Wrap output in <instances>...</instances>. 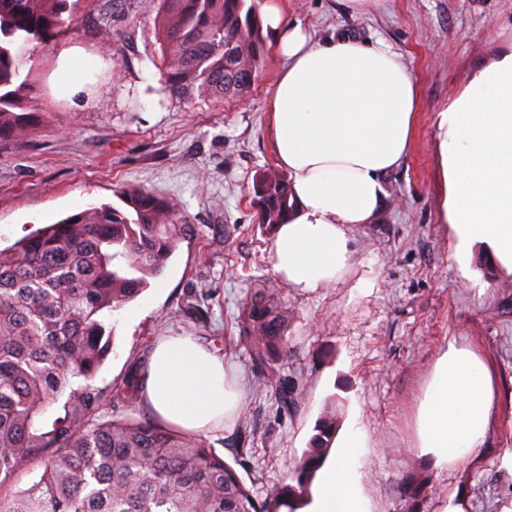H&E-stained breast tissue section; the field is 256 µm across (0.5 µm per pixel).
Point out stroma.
Instances as JSON below:
<instances>
[{
  "label": "stroma",
  "mask_w": 512,
  "mask_h": 512,
  "mask_svg": "<svg viewBox=\"0 0 512 512\" xmlns=\"http://www.w3.org/2000/svg\"><path fill=\"white\" fill-rule=\"evenodd\" d=\"M279 5L313 41L384 42L419 86L411 151L384 176L376 221L350 225L346 270L314 290L281 288L282 372L298 404L282 408L261 384L238 325L241 303L275 279L273 236L251 203L255 178L279 170L266 131L267 92L283 66L272 39L244 96L184 100L161 69L159 0H77L75 27L27 51L24 95L40 122L0 149V248L78 210L117 204L122 188L166 198L196 233L109 316L99 388L138 371L157 337L196 336L232 365L245 397L241 414L206 441L227 459L243 448L238 473L257 495L288 482L332 408L338 433L362 436L368 512H512V273L483 246L459 253L442 215L437 129L438 112L512 52V0H374L359 13L344 0ZM73 46L93 61L85 93L71 98L53 74ZM203 291L208 299L196 305ZM452 346L489 367L494 407L479 448L436 468L420 452L419 418Z\"/></svg>",
  "instance_id": "35a3bbf8"
}]
</instances>
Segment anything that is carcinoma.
<instances>
[{"label":"carcinoma","mask_w":512,"mask_h":512,"mask_svg":"<svg viewBox=\"0 0 512 512\" xmlns=\"http://www.w3.org/2000/svg\"><path fill=\"white\" fill-rule=\"evenodd\" d=\"M162 69L179 96L234 98L264 64L260 0H159ZM74 23L71 0H0V143L22 139L35 123L21 97L27 46ZM269 233L293 207L288 180L259 177L253 187ZM122 206H94L0 249V512H300L336 437L325 411L291 482L259 497L207 442L150 420L99 413L105 393L95 377L112 348L107 315L133 301L161 274L194 227L171 203L142 189L116 193ZM247 347L260 380L283 407L297 395L278 364L288 311L278 289L258 288L241 308ZM74 377L62 409H49ZM130 375L114 404L137 394ZM39 461L25 490L14 475Z\"/></svg>","instance_id":"obj_1"}]
</instances>
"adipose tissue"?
<instances>
[{
    "mask_svg": "<svg viewBox=\"0 0 512 512\" xmlns=\"http://www.w3.org/2000/svg\"><path fill=\"white\" fill-rule=\"evenodd\" d=\"M264 21L286 60L269 92L268 135L294 201L274 234L272 270L291 287L316 289L346 269L348 226L375 219L384 175L409 154L418 88L383 42H314L272 5ZM439 127L444 220L461 246L485 245L512 269V53L467 83L440 112ZM139 391L163 422L193 434L214 431L243 403L223 357L192 336L156 342ZM492 410L489 369L449 348L420 417L423 452L439 466L465 457L479 446ZM361 446L358 432L345 434L317 473L312 512H368Z\"/></svg>",
    "mask_w": 512,
    "mask_h": 512,
    "instance_id": "adipose-tissue-1",
    "label": "adipose tissue"
}]
</instances>
